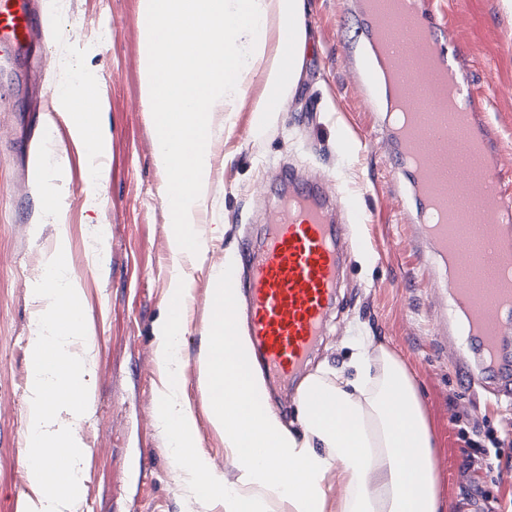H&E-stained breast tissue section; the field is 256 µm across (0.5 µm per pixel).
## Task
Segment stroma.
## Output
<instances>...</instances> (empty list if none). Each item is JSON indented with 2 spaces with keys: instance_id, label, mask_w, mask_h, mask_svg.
Instances as JSON below:
<instances>
[{
  "instance_id": "35a3bbf8",
  "label": "stroma",
  "mask_w": 512,
  "mask_h": 512,
  "mask_svg": "<svg viewBox=\"0 0 512 512\" xmlns=\"http://www.w3.org/2000/svg\"><path fill=\"white\" fill-rule=\"evenodd\" d=\"M435 3L463 54L493 145L512 172V12L502 0ZM312 4V49L287 111L260 131L253 130L251 113H235L233 128L217 138L208 213L224 231L195 273L181 337L183 394L196 418L197 451L218 472L230 471L197 381L209 274L223 267L226 254L242 255L244 242L261 230L275 201L273 177L285 166L330 197L348 255L339 300L306 371L324 360H347L348 340H386L418 380L447 512H512V403L460 388L458 344L437 338L445 300L432 287L433 269L409 245L402 212L407 186L389 173L375 111L350 68L358 27L353 2ZM41 6L50 22L35 62L0 65V512H21L30 492L24 420L34 311L29 286L56 235L42 213L47 192L65 214L70 266L83 282L95 330V405L81 424L88 479L74 512H224L219 499L184 482L170 437L155 420L162 374L153 327L168 300L171 262L163 176L140 96L138 0H41ZM63 58L96 75V101L106 114L109 179L95 212L86 205L82 150L65 123L51 131L42 124L44 101L64 80ZM48 140L64 156L47 182L32 171L51 166L40 152ZM95 217L109 228L101 241L93 233ZM466 427L500 439L494 475L475 458Z\"/></svg>"
}]
</instances>
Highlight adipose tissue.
I'll use <instances>...</instances> for the list:
<instances>
[{"label":"adipose tissue","instance_id":"1","mask_svg":"<svg viewBox=\"0 0 512 512\" xmlns=\"http://www.w3.org/2000/svg\"><path fill=\"white\" fill-rule=\"evenodd\" d=\"M309 0H138L140 88L166 184L185 189L166 203L172 258L168 311L154 327L164 373L156 421L169 431L186 481L220 493L224 512H446L435 440L414 374L372 336L351 343L347 362H323L297 388L294 421L269 404L265 382L246 367L252 338H225L209 323L197 360L198 384L235 479L194 453L195 418L181 396L180 340L186 300L206 253L212 154L222 129L216 113L246 110L267 124L293 97L306 63ZM61 83L73 142L86 147L87 207L108 170L109 140L93 95L96 80L74 61ZM42 209L59 230L42 257L51 278L32 283L36 306L29 344L26 460L32 489L23 512H71L85 481L80 425L93 409V375L84 356L94 335L85 320L81 279L68 263L69 240L53 196Z\"/></svg>","mask_w":512,"mask_h":512}]
</instances>
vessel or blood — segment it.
Returning <instances> with one entry per match:
<instances>
[{
  "label": "vessel or blood",
  "instance_id": "b4317fda",
  "mask_svg": "<svg viewBox=\"0 0 512 512\" xmlns=\"http://www.w3.org/2000/svg\"><path fill=\"white\" fill-rule=\"evenodd\" d=\"M367 51L350 57L367 97L382 114L392 173L407 182L415 203L416 250L445 262L441 276L451 313L449 334L464 336L458 351L461 385L512 397V197L500 186V162L490 148V127L473 112L474 99L456 74L453 41L433 22L427 0H413L412 27L421 32L412 56L392 52V33L367 0L357 7ZM35 0H0V59L25 52L39 36ZM431 52L456 75L462 117L434 99L415 57ZM277 200L259 239L247 242L249 275L224 269V285L250 301L255 359L275 377L298 376L317 345L336 300L342 247L319 186L282 169Z\"/></svg>",
  "mask_w": 512,
  "mask_h": 512
}]
</instances>
